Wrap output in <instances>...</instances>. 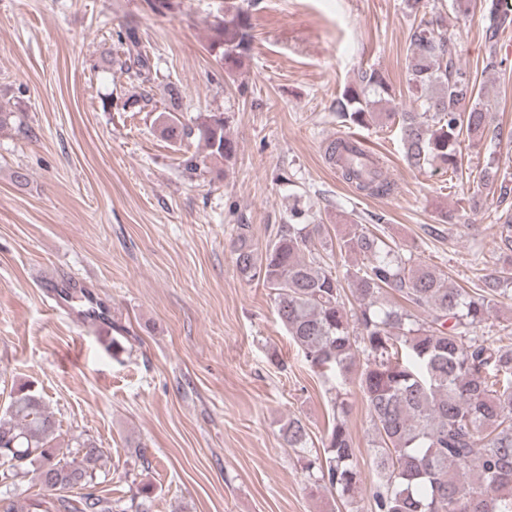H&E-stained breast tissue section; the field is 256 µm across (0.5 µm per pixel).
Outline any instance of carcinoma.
Here are the masks:
<instances>
[{"label": "carcinoma", "instance_id": "1", "mask_svg": "<svg viewBox=\"0 0 512 512\" xmlns=\"http://www.w3.org/2000/svg\"><path fill=\"white\" fill-rule=\"evenodd\" d=\"M480 12L489 45L484 70H494L500 65L497 45L512 30V0H484ZM252 29L249 10L238 0H224V14L210 23L208 52L225 73L239 68L251 51ZM118 39L127 53L120 72L143 86L151 83V58L135 29L118 32ZM407 60L415 111H376V97L388 93V85L372 69L360 72L336 98V116L365 129L388 120L396 125L409 167L456 177L462 142L497 137L483 103L488 90L460 66L440 15L411 28ZM167 95L163 135L198 140L207 156L231 163L237 143L226 133L223 113L184 124L177 116L179 90L170 85ZM351 153L348 142L337 138L327 145L325 159L362 193L393 190L376 158ZM481 184L502 202L512 197V181L496 167L484 169ZM232 253L243 281L271 290L280 323L326 380L346 381L357 356L367 355L359 388L375 434V512H512V337L478 335L512 284L511 257L470 293L364 224L334 241L323 237L298 197L288 208V223L277 225L262 249L253 244L249 225H238ZM349 253L363 256L364 263L341 279L327 259ZM348 291L359 305L352 315L346 310ZM389 294L401 303L386 301ZM331 401L334 421L323 454L308 455L306 470L336 498L353 502L362 476L345 421L349 403L338 390ZM59 437L44 396L21 385L0 412V488L30 476L52 512H115L112 500L95 489L101 449L79 436L72 453ZM282 439L290 448H306L310 436L303 421L292 418Z\"/></svg>", "mask_w": 512, "mask_h": 512}]
</instances>
